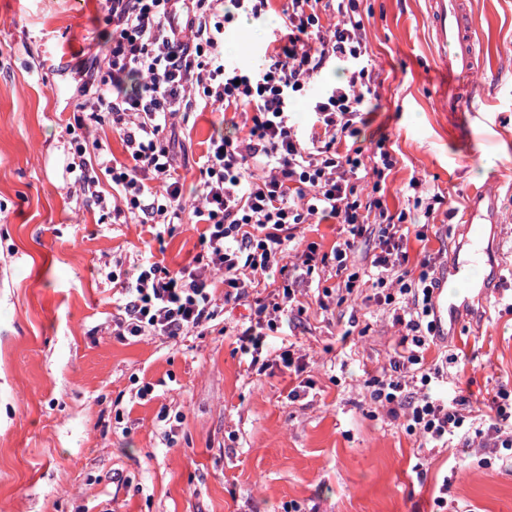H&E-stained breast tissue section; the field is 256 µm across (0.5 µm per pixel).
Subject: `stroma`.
<instances>
[{
	"instance_id": "obj_1",
	"label": "stroma",
	"mask_w": 512,
	"mask_h": 512,
	"mask_svg": "<svg viewBox=\"0 0 512 512\" xmlns=\"http://www.w3.org/2000/svg\"><path fill=\"white\" fill-rule=\"evenodd\" d=\"M467 4L483 65L461 111L445 112L427 0H359L379 96L355 141L365 159L391 153L382 199L428 227V242L408 241L412 273L427 253L439 271L463 258V212L477 194L495 200L481 227L487 255L460 288L479 297L499 267L479 297L488 316L457 322L447 348L460 360L434 386L440 399L455 391L473 403L512 390V0ZM287 8L272 0L264 20L238 18L227 62H260ZM110 31L99 0H0V512H512V461L484 465L476 436L449 460L370 399L366 382L401 336L362 277L375 236L349 257L360 279L343 304L317 303L339 277H305L306 311L270 336L265 371L248 369L222 332L250 316L245 301L201 336L113 335L110 275L126 280L140 258L176 269L200 245L190 221L159 238L68 192L65 125L81 67L105 60ZM223 132L217 107L168 131L187 203ZM413 179L442 195L432 214L408 201ZM289 344L305 357V387L278 360Z\"/></svg>"
}]
</instances>
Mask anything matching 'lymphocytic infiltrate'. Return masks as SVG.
<instances>
[{"instance_id":"obj_1","label":"lymphocytic infiltrate","mask_w":512,"mask_h":512,"mask_svg":"<svg viewBox=\"0 0 512 512\" xmlns=\"http://www.w3.org/2000/svg\"><path fill=\"white\" fill-rule=\"evenodd\" d=\"M269 2L181 0L175 23L169 0H105V22L112 27L107 66L83 71L85 100L74 121L87 135L73 138L67 168L82 194L113 219L160 228L179 223L182 186L164 136L177 112L192 111L204 100L251 114L246 133L211 140L199 167L201 203L193 215L204 226V252L174 273L146 258L134 263L131 284L118 292L115 333L171 340L203 335L218 316L211 273L219 270L225 303L253 301L252 317L231 333L243 353L259 358L277 314L302 306L289 282L281 292L258 296L267 275L286 276L292 269L310 275L331 266L345 275L346 292H353L358 277L347 274V261L370 232V213H377L375 300L391 310L407 336L399 340L386 376L372 377L371 397L390 417L403 419L422 446L450 447L466 422L458 410L461 400L444 402L429 393L445 365L426 364L424 356L436 336L431 300L440 281L426 270L412 276L406 267L409 236L422 241L426 234L410 231L405 214H390L382 199L361 201V151L342 146L343 137L356 132L371 85L356 0H335L332 29L321 22L322 0H289L282 31L265 48V64L243 69L226 63L225 24L239 13L261 19ZM331 60L349 64L348 80L313 99L315 129L303 134L289 105L308 96ZM104 124L119 134L129 162H118L90 137V130ZM102 174L112 181V196L96 189ZM315 217L343 224L346 238L328 253L314 243L295 250L299 225ZM487 417L484 446L512 452V431L502 427L512 420L511 391L496 392Z\"/></svg>"}]
</instances>
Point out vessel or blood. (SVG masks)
<instances>
[{"label": "vessel or blood", "mask_w": 512, "mask_h": 512, "mask_svg": "<svg viewBox=\"0 0 512 512\" xmlns=\"http://www.w3.org/2000/svg\"><path fill=\"white\" fill-rule=\"evenodd\" d=\"M429 20L431 34L439 53V69L447 85L453 86V95L444 99L443 108L448 112L459 111L462 91L456 90L459 78L478 71L482 59L476 54L475 27L471 15L464 7V0H430ZM433 319L440 334L448 332V316L461 310H472L469 301L452 304L443 288H436L432 298Z\"/></svg>", "instance_id": "obj_1"}]
</instances>
